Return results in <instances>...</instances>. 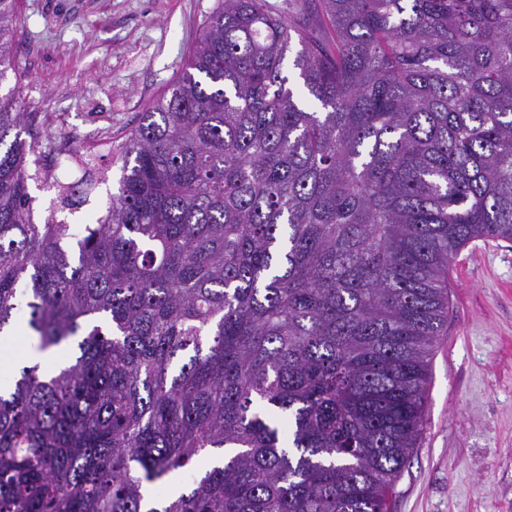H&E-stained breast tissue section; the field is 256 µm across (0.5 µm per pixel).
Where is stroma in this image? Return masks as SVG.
Returning a JSON list of instances; mask_svg holds the SVG:
<instances>
[{
  "label": "stroma",
  "mask_w": 512,
  "mask_h": 512,
  "mask_svg": "<svg viewBox=\"0 0 512 512\" xmlns=\"http://www.w3.org/2000/svg\"><path fill=\"white\" fill-rule=\"evenodd\" d=\"M217 0H23L17 89L36 113L41 165L64 183L90 180L85 203L55 210L31 188L33 219L73 233L105 212L118 156L142 112L182 73ZM90 158L83 168L81 158ZM421 439L396 482L391 512H512V243H469L450 273Z\"/></svg>",
  "instance_id": "stroma-1"
}]
</instances>
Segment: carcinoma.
Wrapping results in <instances>:
<instances>
[{"mask_svg":"<svg viewBox=\"0 0 512 512\" xmlns=\"http://www.w3.org/2000/svg\"><path fill=\"white\" fill-rule=\"evenodd\" d=\"M305 3L218 0L78 237L28 181L90 183L49 182L0 95V331L23 283L38 350L81 337L0 389V512H388L452 264L512 242V0ZM20 24L0 0V82ZM29 188L31 196L35 197L33 201V219L35 224H44L50 211L58 207L55 202H52L56 194L53 189H38L36 183L29 181Z\"/></svg>","mask_w":512,"mask_h":512,"instance_id":"obj_1","label":"carcinoma"}]
</instances>
